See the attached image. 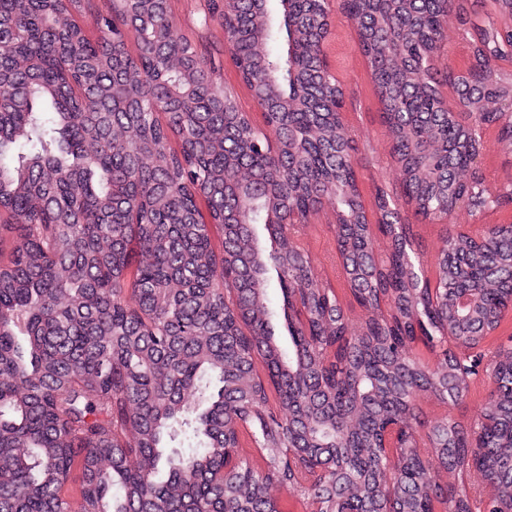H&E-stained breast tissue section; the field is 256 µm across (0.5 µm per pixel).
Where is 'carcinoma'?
<instances>
[{
  "label": "carcinoma",
  "mask_w": 512,
  "mask_h": 512,
  "mask_svg": "<svg viewBox=\"0 0 512 512\" xmlns=\"http://www.w3.org/2000/svg\"><path fill=\"white\" fill-rule=\"evenodd\" d=\"M268 2L222 9L259 127L163 0H109L95 38L81 0H0V240L14 243L0 260V512H282L277 487L322 512H376L388 479L403 487L395 512H512V339L447 340L499 327L512 223L447 229L428 269L405 214L444 224L512 199L481 161L492 127L512 154V70L498 65L512 26L472 19L467 0H342L401 172L400 190L375 187L372 219L321 58L330 0ZM116 20L137 58L114 54ZM452 23L463 77L434 67ZM451 83L461 116L439 109ZM325 198L357 323L300 241ZM273 280L307 323H278ZM462 370L486 386L489 423L427 425L417 400L462 403ZM248 443L263 465L243 456L224 474ZM472 464L482 482L458 488Z\"/></svg>",
  "instance_id": "obj_1"
}]
</instances>
